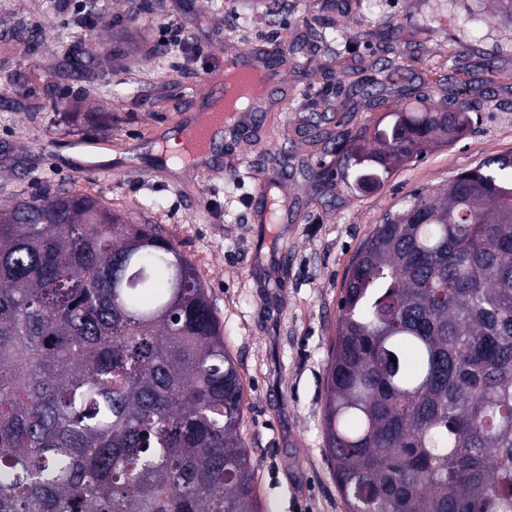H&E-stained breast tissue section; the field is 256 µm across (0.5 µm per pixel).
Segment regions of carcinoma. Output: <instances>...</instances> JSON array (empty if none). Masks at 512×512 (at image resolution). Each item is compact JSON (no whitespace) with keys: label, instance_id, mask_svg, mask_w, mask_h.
<instances>
[{"label":"carcinoma","instance_id":"cac0c4a2","mask_svg":"<svg viewBox=\"0 0 512 512\" xmlns=\"http://www.w3.org/2000/svg\"><path fill=\"white\" fill-rule=\"evenodd\" d=\"M67 68L92 61L71 46ZM471 119L346 133L356 189ZM245 387L206 288L153 224L68 190L0 208V512H262ZM324 451L347 512H512V155L419 191L338 301Z\"/></svg>","mask_w":512,"mask_h":512}]
</instances>
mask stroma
I'll return each instance as SVG.
<instances>
[{"label":"stroma","instance_id":"obj_1","mask_svg":"<svg viewBox=\"0 0 512 512\" xmlns=\"http://www.w3.org/2000/svg\"><path fill=\"white\" fill-rule=\"evenodd\" d=\"M57 2L0 0V73L19 80L17 92L0 94V204L63 187L161 225L194 263L239 363L242 433L266 512H346L322 434L343 276L374 224L413 192L512 153V24L491 0H279L281 23L249 28L237 19L250 0H153L133 16L127 0H97L89 30ZM163 21L183 30L191 59L158 55ZM353 24L358 40L324 48V33ZM19 26L41 30L37 50L12 39ZM300 32L308 43L291 52ZM75 43L97 57L92 73L64 68L63 49ZM259 44L281 50L287 110L268 111L258 139L219 142L208 176L172 171L157 146L205 108L213 56ZM354 78L387 90L365 95L351 88ZM426 87L473 123L460 141L396 166L384 186L344 185L341 154L306 140L310 113L331 133H370L395 102H415ZM97 147L117 154L91 173L70 155ZM285 154L334 175L313 190L278 165ZM235 158L239 175L220 173ZM259 179L288 198L279 223L252 208Z\"/></svg>","mask_w":512,"mask_h":512}]
</instances>
